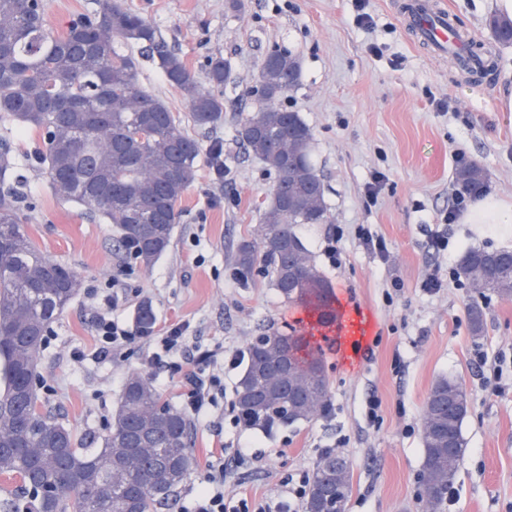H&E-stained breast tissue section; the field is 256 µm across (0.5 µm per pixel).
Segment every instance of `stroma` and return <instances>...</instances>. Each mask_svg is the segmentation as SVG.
<instances>
[{
    "instance_id": "obj_1",
    "label": "stroma",
    "mask_w": 512,
    "mask_h": 512,
    "mask_svg": "<svg viewBox=\"0 0 512 512\" xmlns=\"http://www.w3.org/2000/svg\"><path fill=\"white\" fill-rule=\"evenodd\" d=\"M125 2L183 55L197 80H204L209 58L228 61L220 90L224 121L211 129L194 126L186 101L151 59L141 58L139 66L142 87L168 104L190 136L206 147L222 144L226 172L216 176L201 162L179 205L168 250L146 268L127 258L107 220L54 196L33 161L42 146L39 134L0 120V143L10 146L13 167L23 176L21 209L31 240L71 267L83 285L41 345L42 410L73 432L77 447L98 448L132 373H148L165 401L182 405L179 377L147 367L141 351L96 356L100 304L86 296L88 285L105 289L120 279L127 295L111 308L112 317L137 324L147 303L154 333L186 322L190 344L209 349L244 348L261 326L288 334L311 323L302 307L283 301L264 269L245 278L235 270L237 246L258 238L276 179L248 153L237 129L256 105L251 89L260 61L277 47L301 61L300 82L285 104L313 132L330 223L343 230L342 260L334 265L323 251L325 226L296 227L336 296L339 325L327 328L322 342L333 411L270 433H239L228 414L239 372L225 370L223 399L191 423L195 466L164 512L189 505L220 446L229 498L280 497L286 481L311 473L319 449L331 448L351 462L345 512H421V416L442 377L456 379L470 402L465 457L444 512H512V300L483 299V333L473 335L472 293L465 280L448 277L467 249L500 244L478 237L470 225L443 220L457 190L459 152L488 172L489 195L512 204V112L501 107L512 95V44L500 43L486 24L491 0H439L493 59V72L483 78L461 73L416 42L400 16V0H243L239 10L229 0ZM362 11L371 26L359 24ZM378 171L388 184L372 203L364 186ZM361 226L385 239L387 261L365 249L357 236ZM440 231L448 247L437 253L430 238ZM433 273L443 286L430 293L422 283ZM477 349L497 364L499 392L484 387ZM373 397L381 403L376 423L367 414ZM243 446L260 462L235 463L232 451Z\"/></svg>"
}]
</instances>
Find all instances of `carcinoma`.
I'll list each match as a JSON object with an SVG mask.
<instances>
[{
	"instance_id": "obj_1",
	"label": "carcinoma",
	"mask_w": 512,
	"mask_h": 512,
	"mask_svg": "<svg viewBox=\"0 0 512 512\" xmlns=\"http://www.w3.org/2000/svg\"><path fill=\"white\" fill-rule=\"evenodd\" d=\"M496 37L512 43V19H490ZM138 47L188 103L193 124L218 125L224 99L216 90L227 79V62L216 57L207 86L158 30L124 0H101L90 17L54 31L44 5L0 0V117L43 133L35 160L44 167L53 194L81 203L118 231L117 242L146 268L168 249L179 204L194 182L203 154L162 99L138 82L139 61L116 50ZM301 75L300 59L273 48L263 57L253 95L256 106L237 130L240 142L276 175L261 213L260 238L238 245L236 264L247 276L258 263L288 303L301 304L324 323L336 318L331 288L296 232L299 224L329 221L325 188L313 161L311 129L280 101ZM478 164L455 173L460 190L486 182ZM508 250L470 248L459 274L483 298L512 300ZM80 288L74 270L43 254L25 230L12 189L0 191V474L19 477L24 488L49 483L56 491L32 498L26 512H157L184 482L195 459L187 415L164 402L152 382L133 374L125 382L110 434L102 447L83 453L71 430L39 405L27 383L38 374L43 332L58 320ZM472 332L483 331V308L468 307ZM236 407L251 425L267 431L312 421L332 412L324 354L309 338L261 328L241 353ZM422 416V491L445 503L463 463V422L468 397L454 379L433 385ZM447 427L455 454L432 437ZM341 458L322 454L308 480L305 512H322L317 491L330 487L346 498L351 478L336 470Z\"/></svg>"
}]
</instances>
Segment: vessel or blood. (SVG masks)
<instances>
[{
	"mask_svg": "<svg viewBox=\"0 0 512 512\" xmlns=\"http://www.w3.org/2000/svg\"><path fill=\"white\" fill-rule=\"evenodd\" d=\"M405 9L413 37L436 55L453 59L468 50L467 33L452 24L448 12L436 8L434 0H407Z\"/></svg>",
	"mask_w": 512,
	"mask_h": 512,
	"instance_id": "b4317fda",
	"label": "vessel or blood"
}]
</instances>
